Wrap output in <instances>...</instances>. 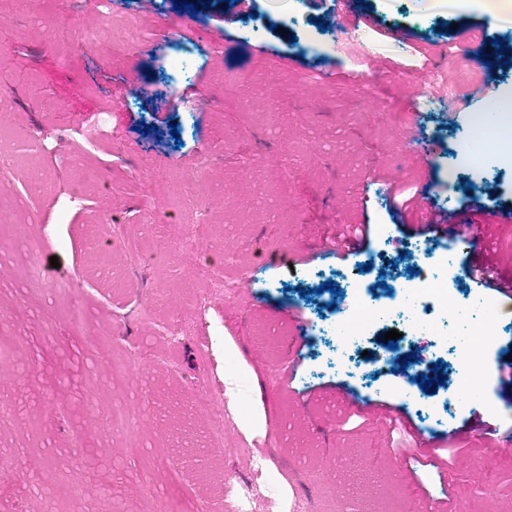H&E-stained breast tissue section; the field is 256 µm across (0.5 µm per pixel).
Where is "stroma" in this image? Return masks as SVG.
<instances>
[{
	"instance_id": "1",
	"label": "stroma",
	"mask_w": 512,
	"mask_h": 512,
	"mask_svg": "<svg viewBox=\"0 0 512 512\" xmlns=\"http://www.w3.org/2000/svg\"><path fill=\"white\" fill-rule=\"evenodd\" d=\"M127 2L107 25L94 0H0V139L46 178L39 191L10 180L0 200V512H340L349 500L357 512L439 501L512 512V456L473 462L489 446L485 425L512 433V388L498 374L512 314L466 277L467 255H451L462 324L484 321L481 302L496 310L481 358L488 396L448 415L447 389L420 388L411 368L379 370L387 325L360 343L353 371L332 366L316 322L336 296L311 290L340 271L396 279V254L424 240L398 210L420 198L512 204V159L456 164L478 101L443 105L462 65L491 97L512 89V70L481 56L484 36L512 40V23L361 0L369 24L352 42L341 24L313 23L336 0H256L255 15L232 21L226 0L194 13L197 0ZM94 23L119 59L80 39ZM198 29L222 35V56L197 49ZM472 31L479 40L466 42ZM368 56L384 70L361 66ZM426 72L440 83L414 97L402 76ZM98 125L95 142L70 135ZM152 205L161 222L144 252ZM187 224L212 225L211 239L170 234ZM346 224L368 225L369 238L340 255ZM35 251L58 267H35ZM241 264L256 272L251 289L228 302L205 290ZM257 320L271 341L264 361ZM118 361L133 375L125 435L106 424ZM204 389L222 395L220 448L211 419L192 411ZM339 391L353 404L334 401ZM370 402L439 437L434 466H416L408 432Z\"/></svg>"
}]
</instances>
